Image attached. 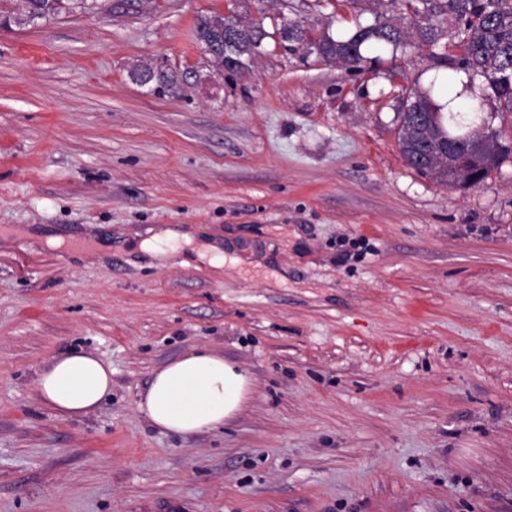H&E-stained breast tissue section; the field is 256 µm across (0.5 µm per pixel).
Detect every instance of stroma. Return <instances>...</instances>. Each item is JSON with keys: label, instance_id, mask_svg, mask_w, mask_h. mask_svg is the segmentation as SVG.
<instances>
[{"label": "stroma", "instance_id": "obj_1", "mask_svg": "<svg viewBox=\"0 0 512 512\" xmlns=\"http://www.w3.org/2000/svg\"><path fill=\"white\" fill-rule=\"evenodd\" d=\"M264 20L218 73L200 17ZM348 38L316 0H72L0 25V512H512V156L480 184L407 166L402 88L429 50L363 73L284 47L281 21ZM200 79L154 95L140 64ZM220 239L158 262L160 228ZM63 236L51 247L47 236ZM74 349L112 364L84 418L40 400ZM193 350L251 399L179 437L137 401Z\"/></svg>", "mask_w": 512, "mask_h": 512}]
</instances>
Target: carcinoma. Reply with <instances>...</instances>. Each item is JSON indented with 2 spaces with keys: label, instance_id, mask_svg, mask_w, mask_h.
I'll return each mask as SVG.
<instances>
[{
  "label": "carcinoma",
  "instance_id": "obj_1",
  "mask_svg": "<svg viewBox=\"0 0 512 512\" xmlns=\"http://www.w3.org/2000/svg\"><path fill=\"white\" fill-rule=\"evenodd\" d=\"M18 21L33 22L60 14L69 0H14ZM397 3L401 25L381 15L374 23L360 26L344 40L324 36L312 38V29L300 22H282L277 34L288 43V50L306 48L324 60L344 63L350 70H363L369 46L390 45L397 48L415 34L418 46L433 47L442 37L444 53L440 59L451 62L454 68L469 76L487 80L499 106L512 113V0H393ZM454 27H448V22ZM266 37L263 22L241 24L220 16L203 17L196 26L198 43L210 52L217 68L224 62L233 69L247 68ZM142 76L141 84L152 87L154 93L168 94L189 84L186 73L176 74L161 67L148 65L135 70ZM405 99L398 114L397 138L407 165L418 174L430 177L443 185L471 187L483 181L502 160L512 153L507 145L498 142L492 154L474 139V130L482 123L477 109L442 111L432 89L402 88ZM459 146L479 157L474 170L456 171L437 163L448 160V148Z\"/></svg>",
  "mask_w": 512,
  "mask_h": 512
}]
</instances>
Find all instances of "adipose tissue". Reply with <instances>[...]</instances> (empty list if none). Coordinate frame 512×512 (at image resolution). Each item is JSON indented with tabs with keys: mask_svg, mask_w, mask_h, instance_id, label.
Instances as JSON below:
<instances>
[{
	"mask_svg": "<svg viewBox=\"0 0 512 512\" xmlns=\"http://www.w3.org/2000/svg\"><path fill=\"white\" fill-rule=\"evenodd\" d=\"M249 377L215 353L197 350L156 372L138 407L151 426L187 436L218 428L242 410ZM41 400L63 417L94 412L112 391V366L73 350L44 363L37 376Z\"/></svg>",
	"mask_w": 512,
	"mask_h": 512,
	"instance_id": "obj_1",
	"label": "adipose tissue"
}]
</instances>
